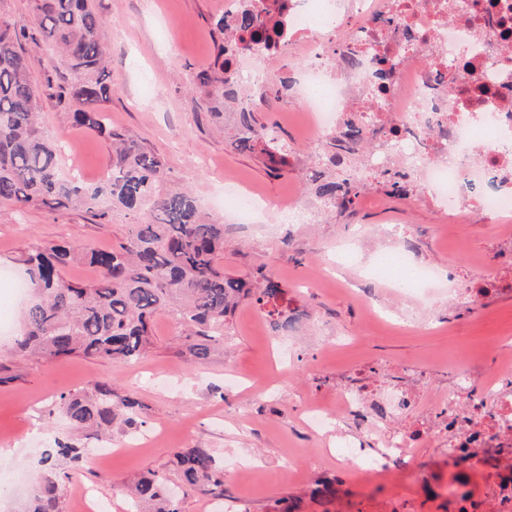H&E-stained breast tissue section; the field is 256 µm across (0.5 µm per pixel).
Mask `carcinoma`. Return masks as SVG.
I'll use <instances>...</instances> for the list:
<instances>
[{
  "instance_id": "carcinoma-1",
  "label": "carcinoma",
  "mask_w": 512,
  "mask_h": 512,
  "mask_svg": "<svg viewBox=\"0 0 512 512\" xmlns=\"http://www.w3.org/2000/svg\"><path fill=\"white\" fill-rule=\"evenodd\" d=\"M33 2L32 24L76 76L50 97L71 112L75 125L110 142L112 168L96 184L60 175L57 145L38 120L44 91L32 77L34 58L21 47L25 29L0 23V204L19 210L40 204L80 208L101 220L121 208L139 220L129 225L126 242L111 250L66 243L28 247L21 262L31 273L33 297L24 311L18 354L139 360L154 344L153 321L165 315L183 329V353L202 361L224 347V328L244 298L253 299L276 329L288 331V298L280 284L262 267L248 279L224 274V225L204 223L192 193L166 191L162 159L112 129L99 109L111 88L106 83L107 51L99 35L103 19L92 0ZM236 30L269 46L261 14L246 6L239 10ZM230 79L226 59L219 69L197 76L210 115L221 126ZM231 130L235 150L253 151L261 143L269 162H284L276 131L258 124L252 110L235 113ZM324 176L319 166L313 167L311 183L321 201H332L340 191L345 205L358 198L360 187L344 188ZM74 263L93 267L97 279L88 284L66 279L64 271ZM57 409L85 439L99 441L119 417L127 426L137 424L141 404L98 381L89 392L61 395ZM84 455L85 449L54 440L42 453L46 475L34 485L25 512H63L62 487L69 473L56 471L57 462H77ZM173 486L185 494L220 497L224 469L206 448H181L173 453L170 474L141 475L129 486V498L136 512L146 505L151 512H180Z\"/></svg>"
}]
</instances>
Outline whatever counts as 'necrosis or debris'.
<instances>
[{
    "mask_svg": "<svg viewBox=\"0 0 512 512\" xmlns=\"http://www.w3.org/2000/svg\"><path fill=\"white\" fill-rule=\"evenodd\" d=\"M281 18L286 32L275 50L232 56L240 107L276 83L275 59L299 60L284 94L307 116L310 145L341 158L339 182L365 185L392 165L409 186L408 199L426 197L450 223L477 214L487 224H512V0H287ZM350 122L362 139L347 141ZM238 192L244 212L278 224H313L321 213L294 198ZM389 236L393 247L359 265V277L402 292L419 286L429 300L455 292L452 279L409 257L399 228ZM503 360L478 400L468 396L473 374L462 371L456 391L439 398L417 434L376 420L380 412L401 415L403 394L395 388L338 390L334 410L307 401L304 422L331 438L340 435L342 416L357 417V437L344 442V453L374 478L417 462L424 440L440 439L458 485L485 476L455 512H512L511 346Z\"/></svg>",
    "mask_w": 512,
    "mask_h": 512,
    "instance_id": "4bbe7bcc",
    "label": "necrosis or debris"
}]
</instances>
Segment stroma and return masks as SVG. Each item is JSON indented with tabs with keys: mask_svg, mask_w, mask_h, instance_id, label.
<instances>
[{
	"mask_svg": "<svg viewBox=\"0 0 512 512\" xmlns=\"http://www.w3.org/2000/svg\"><path fill=\"white\" fill-rule=\"evenodd\" d=\"M96 6L104 20L100 37L112 54V95L102 108L113 129L157 153L166 164L168 188L191 191L209 220L223 225L225 273L247 277L266 267L314 323L289 338L245 299L229 319L223 350L201 363L179 354L175 326L164 316L154 322L153 348L138 362L78 355L38 362L16 352L24 308L1 285L0 321L9 323L11 336L0 339V448L12 449L13 456L0 463V476L19 480L8 512H24L32 483L44 474L39 464L44 448L57 438L77 439L55 411L60 394L97 381L110 382L142 405L139 424L113 429V442L134 435L151 441L101 463L89 457L74 468L61 463L71 474L63 487V512H82L84 486L95 490L104 512H128L121 483L150 470H168L179 448L209 449L224 467L244 457L253 464L247 483L225 476L223 500L195 492L181 499V512H225L231 501L239 512H275L279 500L288 497L296 512H453L448 503L453 470L437 441L424 449L413 471L365 481L347 473L337 480L330 503L311 498L312 483L335 465L336 456L323 437L302 427L299 410L306 399L335 405L337 389L351 384L395 386L420 401L398 424L411 432L429 417L430 402L454 388L459 368H470L479 379L495 376L497 349L512 342V225L494 226L476 217L456 240L446 236L431 203L375 190L319 224L272 230L225 222L223 205L213 199L228 178L269 198H312V186L299 173L300 160L311 151L304 142L303 115L291 111L284 98L255 109L258 121L275 126L288 144L286 163L278 170L261 153L234 151L216 131L193 80L217 62L222 40L213 21L222 0H96ZM39 112L43 130L68 142L59 151L60 174L77 171L87 183L103 181L111 166L110 144L74 126L55 99L42 97ZM134 220L122 209L103 221L82 209L18 211L0 204V268L24 274L19 257L37 241L112 249ZM392 222L414 242L419 262L450 270L459 286L450 301L421 310L410 326L390 316L407 297L372 288L377 305L372 311L351 291L348 277L327 278L320 268L324 251L335 250L347 228L379 233ZM479 263L492 277L475 302L469 288ZM282 348L295 366L282 372L273 392H261ZM229 368L255 380L256 389L226 388Z\"/></svg>",
	"mask_w": 512,
	"mask_h": 512,
	"instance_id": "stroma-1",
	"label": "stroma"
}]
</instances>
